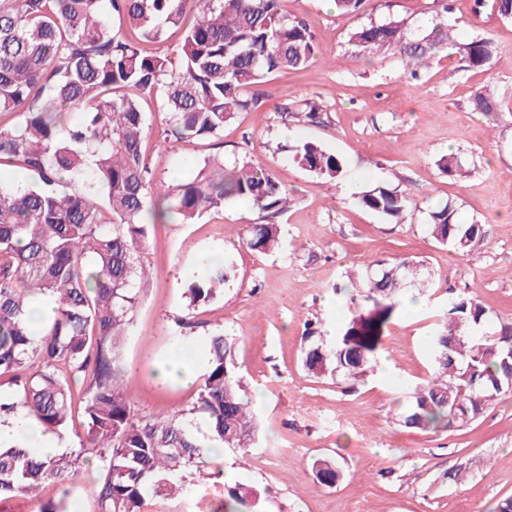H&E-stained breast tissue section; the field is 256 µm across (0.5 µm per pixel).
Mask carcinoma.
I'll return each mask as SVG.
<instances>
[{"mask_svg": "<svg viewBox=\"0 0 512 512\" xmlns=\"http://www.w3.org/2000/svg\"><path fill=\"white\" fill-rule=\"evenodd\" d=\"M110 3L105 12L101 3ZM282 0H0V165L14 164L31 183L0 182V380L15 386L16 402L0 393V420L26 410L46 430L68 426L74 403L82 405L84 437L97 449L101 512H141L148 497L173 496L184 473L205 468V449L177 414L136 420L121 350L132 325L137 288L148 278L143 247L154 224H193L224 204L248 202L271 219L292 199L267 168L224 166L212 158L195 175L154 178L143 150L142 103L161 101L169 148L188 139L217 136L240 113L259 105L246 89L264 78L306 66L318 52L308 22L281 8ZM368 0H333L344 16L365 13ZM128 32L114 31L113 16ZM181 34L177 53L145 48ZM454 28L437 23L426 33L394 17L370 19L351 32L366 54L394 50L415 77L429 65ZM473 69L491 68L495 47L487 39L463 46ZM474 109L501 110L479 89ZM294 160L327 180L343 173V161L314 141L294 148ZM438 166L450 177L465 174L450 153ZM92 181L97 199L80 189ZM359 203L400 223L411 198L377 185ZM429 234L458 253L484 237L464 223L450 203L428 214ZM280 229L254 224L242 238L265 253L279 244ZM205 275L187 288L189 306L216 297L234 277L233 266L202 261ZM424 287L421 266L379 261L364 275L365 294L347 300V323L328 344L309 342L304 366L314 376L338 373L360 381L377 369L383 326L411 287ZM57 305L55 318L36 326L32 308ZM432 376L415 386L396 423L417 430L465 426L486 406L483 395L512 391V322L493 324L473 293L448 300V319L425 337ZM207 370L196 406L218 445L249 448L258 439L254 411L243 394L235 346L224 333L211 338ZM79 457L42 458L31 449L0 446V502L46 483L69 493ZM326 485L341 477L336 462L313 463ZM252 490L226 488L224 512H257Z\"/></svg>", "mask_w": 512, "mask_h": 512, "instance_id": "1", "label": "carcinoma"}]
</instances>
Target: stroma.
Listing matches in <instances>:
<instances>
[{"instance_id":"stroma-1","label":"stroma","mask_w":512,"mask_h":512,"mask_svg":"<svg viewBox=\"0 0 512 512\" xmlns=\"http://www.w3.org/2000/svg\"><path fill=\"white\" fill-rule=\"evenodd\" d=\"M304 14L323 53L307 66L265 79L254 88L258 108L241 113L209 139L169 149L161 135L164 114L144 103V153L156 180L172 170L192 177L204 159L253 161L271 168L293 202L278 217L282 247L256 253L240 239L264 213L238 202L193 224L152 227L144 249L151 275L142 285L133 323L122 348L135 417L186 412L201 441L209 432L192 412L197 387L159 384L156 363L179 343L205 349L224 330L235 343L245 389L263 428L249 448L224 451V478L187 479L171 499L150 498L143 512H215L224 487L241 483L259 493L264 512H492L512 496V394L499 396L464 427L440 431L404 428L395 422L405 384L429 379L423 338L447 308L449 293L475 292L495 320L512 318V20L501 19L492 0H453L448 20L456 44L411 77L393 52L364 59L350 41L359 19L337 13L330 0H285ZM437 0H370L368 16L391 15L424 27L438 20ZM493 42L492 71L467 68L462 46L473 38ZM487 87L501 101L494 114L474 111L476 90ZM316 102V122L305 119ZM310 140L338 154L345 175L364 188L387 183L407 193L412 207L392 224L362 208L357 195L303 170L291 146ZM460 158L467 174L451 179L438 159ZM451 202L485 237L455 253L428 232V212ZM222 252L235 270L208 303L189 307L187 264ZM413 260L428 277V305L416 315L397 307L384 329L381 351L391 370L355 382L315 378L303 366L306 325L317 332L340 326L345 311L336 285L363 274L379 260ZM337 460L341 479L320 484L312 464ZM98 474L81 464L75 489L53 485L20 492L0 512H35L45 501L68 512H100Z\"/></svg>"}]
</instances>
